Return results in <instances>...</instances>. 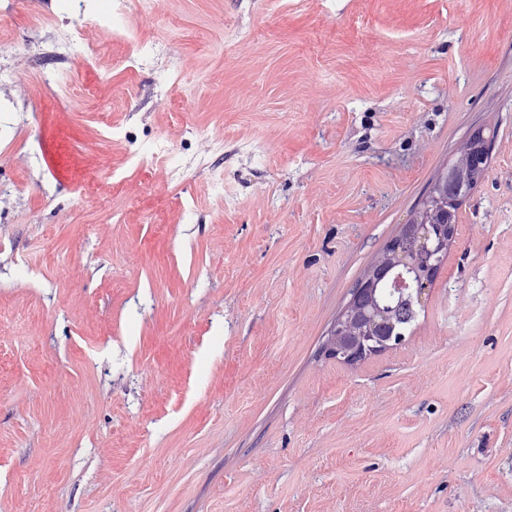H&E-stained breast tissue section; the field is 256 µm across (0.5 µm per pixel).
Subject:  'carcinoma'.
Listing matches in <instances>:
<instances>
[{
	"label": "carcinoma",
	"instance_id": "cac0c4a2",
	"mask_svg": "<svg viewBox=\"0 0 512 512\" xmlns=\"http://www.w3.org/2000/svg\"><path fill=\"white\" fill-rule=\"evenodd\" d=\"M494 140L495 134L487 132L486 128L472 129L456 157L429 184L409 223L457 224L460 207L486 174ZM394 240L408 259L414 262L415 271L408 272L405 267L394 264L384 251L365 272V276H373L379 269L391 267L403 274L409 287L399 288L391 278L374 290H353L352 298L342 314L346 328L340 334L331 333L325 349L340 347L360 354L368 338L374 336L384 341L390 333L395 336L405 333L414 322L418 307L413 294L415 277L416 273L426 270L429 257L415 247V240L404 229Z\"/></svg>",
	"mask_w": 512,
	"mask_h": 512
}]
</instances>
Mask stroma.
Here are the masks:
<instances>
[{
	"mask_svg": "<svg viewBox=\"0 0 512 512\" xmlns=\"http://www.w3.org/2000/svg\"><path fill=\"white\" fill-rule=\"evenodd\" d=\"M61 2L0 0V512H512V0H163L145 62ZM478 125L405 342L328 357Z\"/></svg>",
	"mask_w": 512,
	"mask_h": 512,
	"instance_id": "1",
	"label": "stroma"
}]
</instances>
